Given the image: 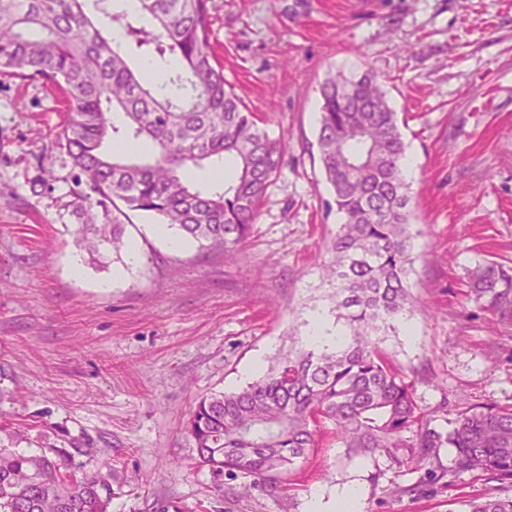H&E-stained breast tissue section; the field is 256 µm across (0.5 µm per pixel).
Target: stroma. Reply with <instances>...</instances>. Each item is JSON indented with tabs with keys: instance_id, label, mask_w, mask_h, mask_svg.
<instances>
[{
	"instance_id": "obj_1",
	"label": "stroma",
	"mask_w": 512,
	"mask_h": 512,
	"mask_svg": "<svg viewBox=\"0 0 512 512\" xmlns=\"http://www.w3.org/2000/svg\"><path fill=\"white\" fill-rule=\"evenodd\" d=\"M224 77L286 144L282 167L235 258L174 248L126 225L140 257L72 263L70 162L56 145L58 88L0 75V446L72 454L78 473L112 464V512H310L313 495L358 493L357 512H464L512 496L492 472L418 471L387 458L346 461L331 432L270 485L194 465L183 423L196 401L249 382L321 294L317 264L336 233L319 160L321 85L372 69L398 114L413 168L414 337L384 347L411 373L415 399L445 432L464 407L512 406V329L468 294L478 264L512 265V0H209Z\"/></svg>"
}]
</instances>
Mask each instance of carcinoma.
<instances>
[{
    "label": "carcinoma",
    "mask_w": 512,
    "mask_h": 512,
    "mask_svg": "<svg viewBox=\"0 0 512 512\" xmlns=\"http://www.w3.org/2000/svg\"><path fill=\"white\" fill-rule=\"evenodd\" d=\"M0 0V72L65 91L69 113L57 146L73 170L75 243L98 266L122 260L127 212L158 217L201 249L231 257L249 236L284 145L224 79L211 51L209 0H138L112 11L94 0ZM121 30L125 42L109 37ZM140 54L161 63L152 84L132 68ZM319 158L341 222L321 263L329 312L342 341L288 351L258 380L200 398L184 424L197 464L215 475L273 482L317 448L327 420L348 457H386L434 482L448 472L490 471L512 483V407L477 403L446 432L429 427L415 382L397 368L378 333L416 307L406 146L397 113L369 70L334 74L321 86ZM123 114L117 125L112 112ZM147 143V154L111 153V141ZM230 161L231 178L201 191L190 168ZM470 295L512 327V266L470 272ZM112 468L76 475L69 456L0 448V512H112ZM467 512H512V498L468 501Z\"/></svg>",
    "instance_id": "cac0c4a2"
}]
</instances>
